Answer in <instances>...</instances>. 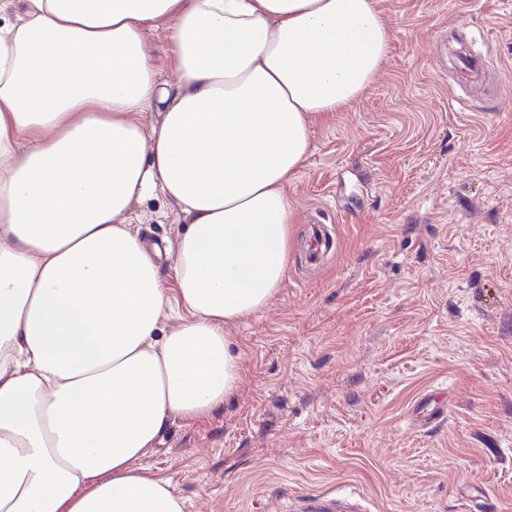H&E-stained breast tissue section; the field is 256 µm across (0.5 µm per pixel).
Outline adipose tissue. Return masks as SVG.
<instances>
[{
  "mask_svg": "<svg viewBox=\"0 0 512 512\" xmlns=\"http://www.w3.org/2000/svg\"><path fill=\"white\" fill-rule=\"evenodd\" d=\"M390 39L377 0H0V512H184L141 461L235 390L224 328L283 281L311 123ZM156 196L172 293L129 221ZM147 48L155 68L157 79L162 84H174L177 76L169 54V47L163 32H153L147 37Z\"/></svg>",
  "mask_w": 512,
  "mask_h": 512,
  "instance_id": "obj_1",
  "label": "adipose tissue"
}]
</instances>
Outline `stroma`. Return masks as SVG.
Segmentation results:
<instances>
[{
  "label": "stroma",
  "mask_w": 512,
  "mask_h": 512,
  "mask_svg": "<svg viewBox=\"0 0 512 512\" xmlns=\"http://www.w3.org/2000/svg\"><path fill=\"white\" fill-rule=\"evenodd\" d=\"M374 81L311 126L286 191L288 269L224 332L240 379L208 420H176L143 463L185 512H285L349 495L364 512H512V0H378ZM496 86L456 80V50ZM174 240L163 198L135 208ZM330 251L311 258L310 225ZM444 396L432 425L419 407Z\"/></svg>",
  "instance_id": "1"
}]
</instances>
